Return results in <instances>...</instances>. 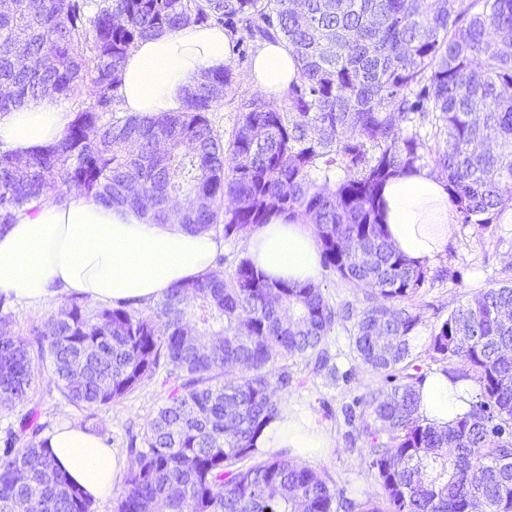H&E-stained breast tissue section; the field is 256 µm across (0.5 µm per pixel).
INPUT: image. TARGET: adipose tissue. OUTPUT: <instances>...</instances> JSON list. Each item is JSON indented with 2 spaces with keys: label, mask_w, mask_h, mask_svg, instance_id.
I'll use <instances>...</instances> for the list:
<instances>
[{
  "label": "adipose tissue",
  "mask_w": 512,
  "mask_h": 512,
  "mask_svg": "<svg viewBox=\"0 0 512 512\" xmlns=\"http://www.w3.org/2000/svg\"><path fill=\"white\" fill-rule=\"evenodd\" d=\"M228 61L229 37L219 26L195 25L140 40L124 64L120 108L144 116L182 111L185 88ZM297 77L281 42L262 43L247 73L248 82L274 102ZM70 120L66 107L46 98L0 111V148L28 156L57 142ZM382 205L390 240L406 259L426 265L446 254L454 218L446 180L415 168L387 182ZM223 248L211 234L187 232L178 219L156 224L131 208L74 191L61 203H34L0 230V293L28 306L58 294L93 306L153 302L172 286L213 270ZM248 256L273 280L314 282L321 269L313 226L282 219L250 231ZM417 390L420 412L437 427L466 413L476 393L475 386L452 385L440 372L426 375ZM44 440L59 469L93 499H107L121 482L123 459L78 421L46 433ZM326 443L325 435L287 407L257 440L262 452L290 448L299 459Z\"/></svg>",
  "instance_id": "adipose-tissue-1"
}]
</instances>
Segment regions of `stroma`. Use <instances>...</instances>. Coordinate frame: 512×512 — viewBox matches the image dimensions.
I'll use <instances>...</instances> for the list:
<instances>
[{
	"label": "stroma",
	"instance_id": "stroma-1",
	"mask_svg": "<svg viewBox=\"0 0 512 512\" xmlns=\"http://www.w3.org/2000/svg\"><path fill=\"white\" fill-rule=\"evenodd\" d=\"M428 272L425 286L409 303L419 317L412 356L425 373L440 368L427 352L433 329L481 290L512 282V223L497 219L483 227L453 219L448 252L432 262ZM68 301V296L59 295L41 306L28 307L5 297L0 299V316L9 317L15 334L26 336ZM351 328L348 321L337 325L325 342L338 374L315 370L312 363L302 359L288 361L291 380L278 396L282 403L310 418L315 428L331 440L329 447L312 451L306 465L327 478L344 497L376 499L381 497L382 489L363 453V418L347 416L346 411L357 397L368 389L384 386L386 380L366 370L356 359ZM167 371V364H159L154 375L134 391L92 413L69 403L48 377L37 378L26 401L10 409L0 408V443L17 430L20 416L33 410L44 429L79 421L105 446L130 459L132 449H143L148 424L167 401L171 388Z\"/></svg>",
	"mask_w": 512,
	"mask_h": 512
}]
</instances>
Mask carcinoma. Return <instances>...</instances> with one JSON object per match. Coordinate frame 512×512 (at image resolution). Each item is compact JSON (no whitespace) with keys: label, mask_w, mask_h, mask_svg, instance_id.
Masks as SVG:
<instances>
[{"label":"carcinoma","mask_w":512,"mask_h":512,"mask_svg":"<svg viewBox=\"0 0 512 512\" xmlns=\"http://www.w3.org/2000/svg\"><path fill=\"white\" fill-rule=\"evenodd\" d=\"M0 0V111L38 97L76 99L62 138L21 157L0 149V226L73 189L154 222L224 237L276 217L314 225L321 265L374 297L351 341L370 371L402 380L361 400L379 500L351 512H512V284L453 309L428 354L452 381L480 387L438 429L418 411L406 302L428 270L391 246L379 194L431 157L464 224L512 206V0ZM282 41L299 77L273 105L240 96L224 137L208 114L233 92L228 66L204 73L181 112L118 115L137 40L191 25ZM430 131H425V128ZM336 314L317 282L271 281L248 258L175 285L149 314L75 298L36 329L0 316V406L35 383L33 358L73 405L96 410L152 376L173 389L132 453L113 512H334L328 480L255 439L279 414L287 367L328 366ZM0 448V512H92L57 469L34 413ZM386 441H379L380 436Z\"/></svg>","instance_id":"cac0c4a2"}]
</instances>
